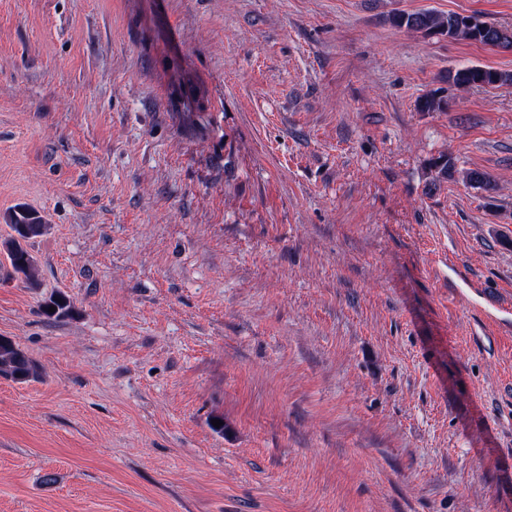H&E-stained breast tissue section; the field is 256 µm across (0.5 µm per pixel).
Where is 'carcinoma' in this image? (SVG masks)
<instances>
[{"label": "carcinoma", "mask_w": 512, "mask_h": 512, "mask_svg": "<svg viewBox=\"0 0 512 512\" xmlns=\"http://www.w3.org/2000/svg\"><path fill=\"white\" fill-rule=\"evenodd\" d=\"M396 28L440 36L454 41H468L485 46L512 50V30L488 22H482V29L474 31L465 23V16L458 13L419 11L398 13L391 19ZM448 83L459 88L494 87L512 83V73L482 66H463L448 71ZM436 177L452 179L456 174L452 158H440L433 163ZM9 224L14 232L5 243L7 257L13 273L25 280H35L36 268L33 257L27 249L30 240L43 235L46 225L34 210L20 206L9 214ZM56 310L51 312L49 307ZM70 300L63 294L51 296L43 305V313L48 317L61 318L70 314ZM0 376L18 383L35 378L36 366L25 351L11 339L0 336Z\"/></svg>", "instance_id": "carcinoma-1"}]
</instances>
